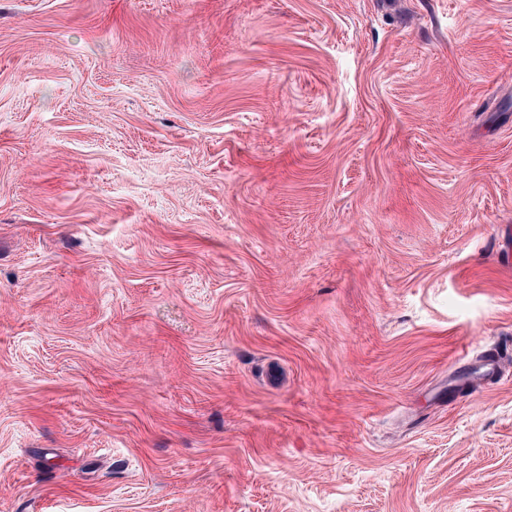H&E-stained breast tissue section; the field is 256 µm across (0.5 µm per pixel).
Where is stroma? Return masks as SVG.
I'll return each instance as SVG.
<instances>
[{"label":"stroma","instance_id":"1","mask_svg":"<svg viewBox=\"0 0 512 512\" xmlns=\"http://www.w3.org/2000/svg\"><path fill=\"white\" fill-rule=\"evenodd\" d=\"M0 512H512V0H0Z\"/></svg>","mask_w":512,"mask_h":512}]
</instances>
